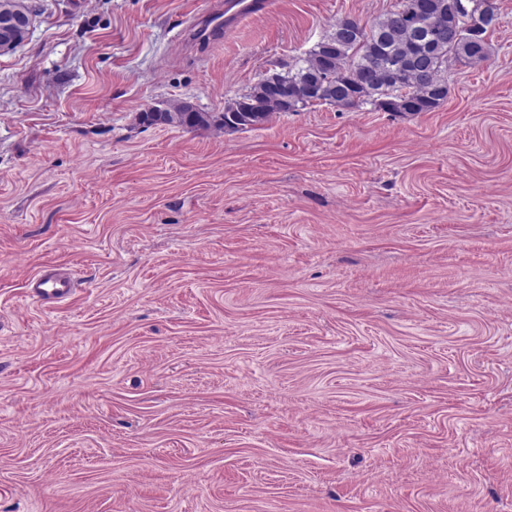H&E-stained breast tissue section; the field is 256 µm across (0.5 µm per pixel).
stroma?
Returning <instances> with one entry per match:
<instances>
[{"mask_svg":"<svg viewBox=\"0 0 512 512\" xmlns=\"http://www.w3.org/2000/svg\"><path fill=\"white\" fill-rule=\"evenodd\" d=\"M0 55V512H512V0L436 109L205 112L398 0H34ZM55 266L78 288L33 304ZM272 0H215L208 2L204 17L207 26L202 33L210 41L222 40L224 32L232 29L241 20L268 15L273 7Z\"/></svg>","mask_w":512,"mask_h":512,"instance_id":"obj_1","label":"stroma"}]
</instances>
